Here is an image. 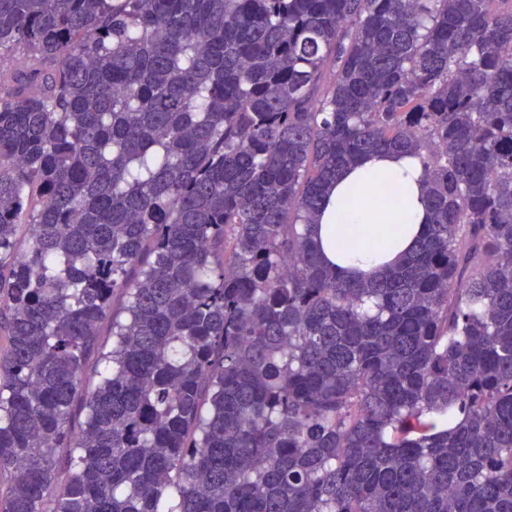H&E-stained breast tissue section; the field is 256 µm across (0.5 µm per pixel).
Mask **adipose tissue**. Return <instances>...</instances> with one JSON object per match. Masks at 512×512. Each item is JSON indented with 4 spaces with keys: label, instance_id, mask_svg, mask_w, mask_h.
<instances>
[{
    "label": "adipose tissue",
    "instance_id": "ef3b65f1",
    "mask_svg": "<svg viewBox=\"0 0 512 512\" xmlns=\"http://www.w3.org/2000/svg\"><path fill=\"white\" fill-rule=\"evenodd\" d=\"M426 177L418 158L370 154L346 169L333 187L313 238L328 263L347 275L370 277L412 249L427 230ZM392 198L394 220L373 222Z\"/></svg>",
    "mask_w": 512,
    "mask_h": 512
}]
</instances>
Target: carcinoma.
Returning a JSON list of instances; mask_svg holds the SVG:
<instances>
[{
  "mask_svg": "<svg viewBox=\"0 0 512 512\" xmlns=\"http://www.w3.org/2000/svg\"><path fill=\"white\" fill-rule=\"evenodd\" d=\"M0 512H512V0H0ZM426 177L420 160L408 154H370L346 169L327 199L313 239L333 269L370 277L412 249L427 230ZM387 191L394 221L372 216Z\"/></svg>",
  "mask_w": 512,
  "mask_h": 512,
  "instance_id": "obj_1",
  "label": "carcinoma"
}]
</instances>
